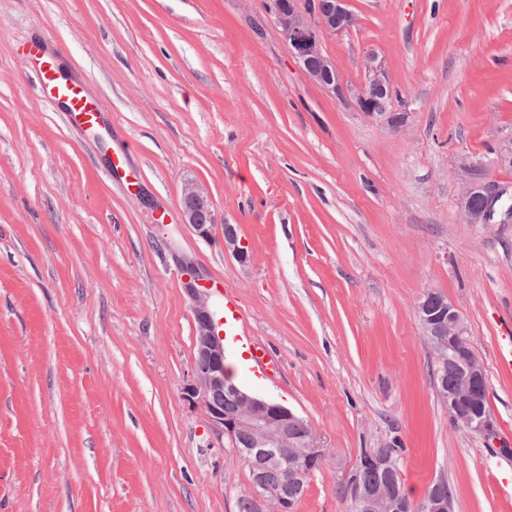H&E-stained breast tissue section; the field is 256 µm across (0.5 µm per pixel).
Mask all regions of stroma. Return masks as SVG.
I'll use <instances>...</instances> for the list:
<instances>
[{"instance_id": "1", "label": "stroma", "mask_w": 512, "mask_h": 512, "mask_svg": "<svg viewBox=\"0 0 512 512\" xmlns=\"http://www.w3.org/2000/svg\"><path fill=\"white\" fill-rule=\"evenodd\" d=\"M327 34L344 82L375 57L409 113L394 132L312 81L274 0H0V512H238L251 476L183 388L195 358L184 263L224 282L279 371L236 382L326 450L295 512H346L362 449L398 447L412 503L512 512V223L469 224L459 165L512 185V0H349ZM103 122L66 119L36 50ZM125 152L127 184L105 155ZM208 192L209 238L181 221ZM235 225L247 262L224 248ZM461 311L490 429L454 424L415 305ZM447 481L440 479L436 483H434V487L436 491L427 498L430 494L431 488L427 493L426 499V511L428 512H453V494L448 490L447 494H441L438 492V489L444 488L447 486Z\"/></svg>"}]
</instances>
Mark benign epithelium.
I'll use <instances>...</instances> for the list:
<instances>
[{
  "label": "benign epithelium",
  "instance_id": "benign-epithelium-1",
  "mask_svg": "<svg viewBox=\"0 0 512 512\" xmlns=\"http://www.w3.org/2000/svg\"><path fill=\"white\" fill-rule=\"evenodd\" d=\"M276 23L282 40L291 55L301 63L308 76L342 100L395 132L405 129L407 112L389 110L391 86L382 65L370 57L365 63V80L358 85L341 81L334 60L325 54L322 37L327 33L345 32L357 23L348 8V0H314L311 16L301 13L294 0H275ZM499 164L512 167V135L498 143ZM462 187L458 197L459 210L468 224H488L496 205L512 200V187L504 186L485 169L464 162L459 166ZM184 223L199 236L207 238L213 224L212 206L202 186L187 181L182 188ZM224 248L232 251L241 262L249 258L248 250L238 245L236 228L224 225ZM195 321V361L191 383L184 388V398L200 407L212 425L229 437L235 448L254 449V466L259 471L288 465V474L304 478L325 457V449L317 442L311 428L283 405L252 396L233 381L226 366L224 336L210 304L211 294L195 274L186 283ZM439 296L441 305L434 310L430 297ZM423 335L432 350L458 367L457 381L439 391L448 407L453 423L470 431L485 432L489 428V412L474 408V402L487 393L483 365L470 356L468 328L457 306L445 295L426 292L416 305ZM237 403L239 411L224 414V400ZM437 491L426 499V512H453V494H442L443 479L434 483ZM247 498L255 512H294L295 506L280 490L272 489L261 480L252 482ZM359 512H379L382 493L360 490L356 496Z\"/></svg>",
  "mask_w": 512,
  "mask_h": 512
}]
</instances>
